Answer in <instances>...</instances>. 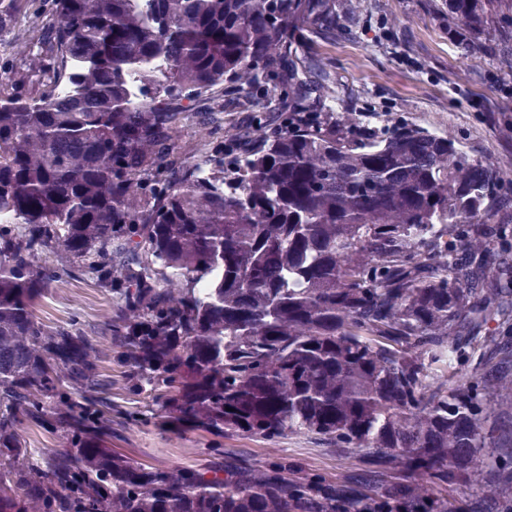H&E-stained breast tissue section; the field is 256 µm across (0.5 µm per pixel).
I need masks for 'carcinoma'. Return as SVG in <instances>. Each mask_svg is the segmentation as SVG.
Masks as SVG:
<instances>
[{
  "label": "carcinoma",
  "instance_id": "carcinoma-1",
  "mask_svg": "<svg viewBox=\"0 0 512 512\" xmlns=\"http://www.w3.org/2000/svg\"><path fill=\"white\" fill-rule=\"evenodd\" d=\"M148 2L151 22L134 0H55L48 93L0 105V212L15 219L0 224V512H512V177L412 124L326 111L333 74L280 34L307 14L344 36L353 0ZM448 12L512 76L496 0ZM157 56L177 86L130 103L122 69ZM185 100L244 194L199 179ZM86 273L118 297L112 319L45 328L42 290ZM445 354L461 375L427 381ZM107 364L156 409L119 404ZM166 415L217 438L205 465L102 447ZM33 426L62 438L36 465ZM297 427L335 476L221 442Z\"/></svg>",
  "mask_w": 512,
  "mask_h": 512
}]
</instances>
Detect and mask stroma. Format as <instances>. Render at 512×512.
I'll return each mask as SVG.
<instances>
[{"instance_id":"obj_1","label":"stroma","mask_w":512,"mask_h":512,"mask_svg":"<svg viewBox=\"0 0 512 512\" xmlns=\"http://www.w3.org/2000/svg\"><path fill=\"white\" fill-rule=\"evenodd\" d=\"M16 7L14 28L0 30V92L15 88L36 99L45 91V80L30 60L40 44L41 27L55 19L53 0H17ZM373 8L377 17L395 20L414 53V65L378 46L367 28L356 37L335 41L311 26L298 25L304 51L328 65L338 90L377 102L384 118L401 117L428 130L443 129L461 150L512 173V142L501 138L490 118L506 107L492 80L497 72L494 57L449 42L448 25L432 10L431 0H374ZM115 310L110 289L86 278L55 283L33 308L50 329L76 321L92 327L111 319ZM211 440V434L200 428L130 425L118 428L111 448L144 466L194 468L205 464ZM224 445L259 457L286 455L331 475L339 468L330 449L298 430L273 441L228 433Z\"/></svg>"}]
</instances>
